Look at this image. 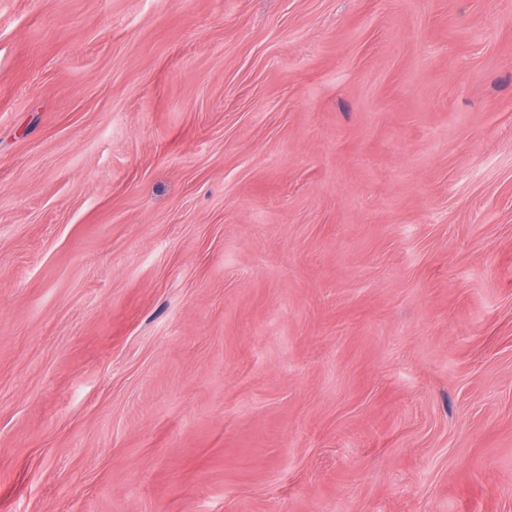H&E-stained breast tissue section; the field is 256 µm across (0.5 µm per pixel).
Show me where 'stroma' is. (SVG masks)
<instances>
[{
    "label": "stroma",
    "mask_w": 512,
    "mask_h": 512,
    "mask_svg": "<svg viewBox=\"0 0 512 512\" xmlns=\"http://www.w3.org/2000/svg\"><path fill=\"white\" fill-rule=\"evenodd\" d=\"M0 512H512V0H0Z\"/></svg>",
    "instance_id": "stroma-1"
}]
</instances>
